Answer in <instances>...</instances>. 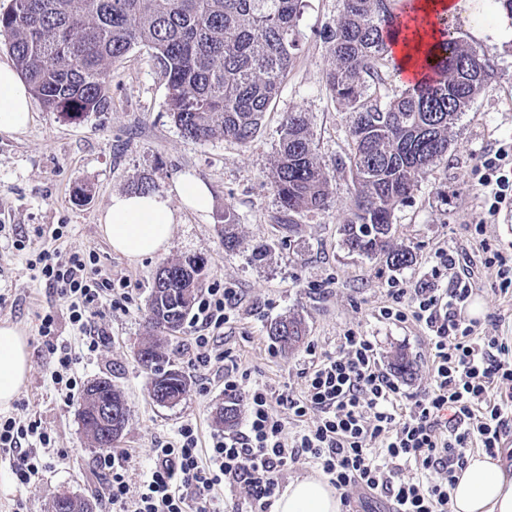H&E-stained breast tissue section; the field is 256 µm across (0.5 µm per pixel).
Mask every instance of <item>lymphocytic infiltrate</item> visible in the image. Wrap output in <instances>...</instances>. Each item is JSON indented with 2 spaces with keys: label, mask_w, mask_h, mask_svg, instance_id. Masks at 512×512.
<instances>
[{
  "label": "lymphocytic infiltrate",
  "mask_w": 512,
  "mask_h": 512,
  "mask_svg": "<svg viewBox=\"0 0 512 512\" xmlns=\"http://www.w3.org/2000/svg\"><path fill=\"white\" fill-rule=\"evenodd\" d=\"M480 192L485 216L476 225L484 264L492 269L501 295L512 294V260L485 239L486 225L512 210V146L480 160ZM93 252L40 251L30 268L66 306L82 338L95 353L104 341L92 318L103 304L128 299L111 275L97 271ZM447 279L444 288L435 287ZM473 292L453 252L440 250L430 282L390 288L379 316L389 322L424 325L431 346L428 386L403 395L401 385L381 365L374 342L348 329L332 355L312 359L302 395L245 388L233 373L224 375V393L245 396L243 429L212 434L199 448L193 424H183L175 441L154 449L155 465L138 490H131L121 457L103 455L113 512H217L220 490L243 485L248 496L232 512H268L282 487L285 470L316 468L336 490L358 488L383 499L386 512H450L455 473L471 449L497 456L512 432V346L482 333L468 318ZM236 289L213 284L196 302L197 328L192 361L212 368L224 363L221 332L236 312ZM287 415H280V408ZM50 436L29 416H0V455L9 457L18 485L30 486L49 463Z\"/></svg>",
  "instance_id": "obj_1"
}]
</instances>
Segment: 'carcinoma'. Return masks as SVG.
Segmentation results:
<instances>
[{
  "label": "carcinoma",
  "mask_w": 512,
  "mask_h": 512,
  "mask_svg": "<svg viewBox=\"0 0 512 512\" xmlns=\"http://www.w3.org/2000/svg\"><path fill=\"white\" fill-rule=\"evenodd\" d=\"M395 3L342 0L336 26L324 35L333 55L325 87L351 114L349 150L336 158V169L349 172L354 187L350 216L340 227L343 243L352 252L407 266L413 257L394 244L391 215L448 154L453 129L487 81L490 66L440 17V40L421 61L424 80L392 95L369 92V84L384 86L386 73L398 69L390 47L399 19ZM301 5L302 0H10L0 11V37L46 109L69 115L104 108L110 63L137 44L148 46L163 61L169 112L185 138L248 144L288 79ZM331 181L305 113H289L272 166L288 233L300 232L294 216L328 205ZM239 245L234 215L226 210L224 249ZM199 261L164 264L148 303L147 337L138 360L159 403L176 404L187 393L181 374L170 370L162 376L168 364L164 340L181 330L202 288L205 273H188ZM268 335L290 352L303 342L306 326L293 315L270 324ZM100 400L120 411L110 425L98 420ZM129 415L110 379L86 388L79 420L95 447H112ZM239 416L240 399L230 398L219 422L231 428ZM88 504L63 492L52 512H84Z\"/></svg>",
  "instance_id": "carcinoma-1"
}]
</instances>
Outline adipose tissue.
<instances>
[{"mask_svg": "<svg viewBox=\"0 0 512 512\" xmlns=\"http://www.w3.org/2000/svg\"><path fill=\"white\" fill-rule=\"evenodd\" d=\"M31 96L13 65L0 61V132L25 128ZM210 190L185 177L167 191L113 194L99 218L100 230L113 251L135 262L165 253L178 211L207 213ZM31 371L27 337L16 324L0 322V409H9ZM452 512H512V466L502 458L470 454L450 491ZM271 512H344L341 494L323 478L291 480L274 500Z\"/></svg>", "mask_w": 512, "mask_h": 512, "instance_id": "obj_1", "label": "adipose tissue"}]
</instances>
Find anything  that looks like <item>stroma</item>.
<instances>
[{
    "label": "stroma",
    "instance_id": "1",
    "mask_svg": "<svg viewBox=\"0 0 512 512\" xmlns=\"http://www.w3.org/2000/svg\"><path fill=\"white\" fill-rule=\"evenodd\" d=\"M341 0H303L297 31L299 50L277 99L255 139L194 142L183 137L168 112V85L156 52L134 46L109 66L106 107L73 118L47 111L31 100V121L21 131L0 133V322L21 327L28 336L31 372L11 406L12 412L40 420L52 439L51 456L66 457L48 468L28 488L18 486L8 459L0 458V512H51L61 492L94 500L95 512H112L105 497L106 479L97 467L100 449L91 446L78 417L80 398L64 400L51 379V343L38 333L39 316L56 311V339L79 349L81 338L50 288L34 279L27 262L41 249L63 253L93 251L97 267L124 280L130 300L115 308L103 305L94 322L106 338L99 351L81 353L75 366L82 384L107 377L121 389L129 424L111 449L130 457L127 480L138 487L153 464L150 450L173 441L180 426L197 424L202 438L219 430L217 413L225 401L221 375L190 362L192 322L170 335L166 356L187 379L188 392L174 406L156 402L137 350L146 334L148 300L164 260L198 256L206 261V284L236 289L240 306L224 326L227 367L245 385H266L300 393L311 354L335 352L340 336L361 329L375 342L385 367L396 353L413 363L403 376L404 389L415 393L430 381L428 339L422 326L391 323L377 316L387 301L391 281L414 288L425 280L438 247L474 255L472 226L482 217L478 165L482 155L512 141V39L497 43L479 37L484 26H500L507 16L496 0H475L470 14L453 19L458 37L489 60L493 74L457 124L447 156L424 178L392 215L395 244L412 251V264L394 267L384 258L349 251L340 227L352 206L349 174H337L327 209L302 213L299 235L291 237L276 221L279 203L271 168L280 130L289 113H305L318 155L332 164L348 149L350 116L325 89L324 74L333 58L322 34L334 27ZM207 184L210 211H184L166 255L131 262L114 253L99 231V218L114 192H131L141 182L159 191L185 176ZM86 188L87 201L77 200ZM233 212L240 246L225 251L222 224ZM63 226L61 239L51 232ZM26 236V251L12 249L13 234ZM266 245L262 260L256 246ZM473 294L485 302L484 331L512 345V300L501 297L491 270L471 265ZM297 315L307 335L295 351L285 353L271 339V322Z\"/></svg>",
    "mask_w": 512,
    "mask_h": 512
}]
</instances>
